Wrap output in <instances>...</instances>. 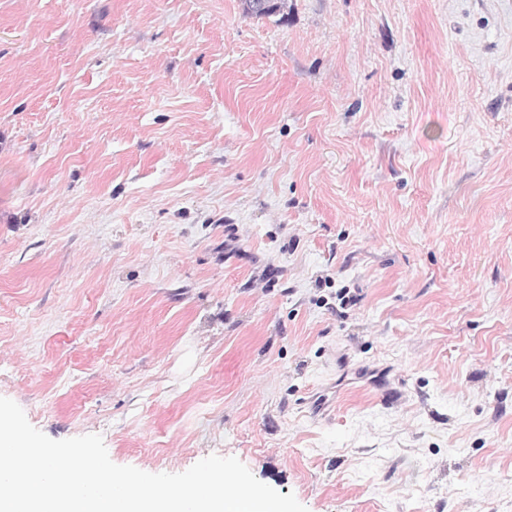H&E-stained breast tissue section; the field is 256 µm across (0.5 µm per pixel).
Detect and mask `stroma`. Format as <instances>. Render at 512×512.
I'll return each instance as SVG.
<instances>
[{
	"mask_svg": "<svg viewBox=\"0 0 512 512\" xmlns=\"http://www.w3.org/2000/svg\"><path fill=\"white\" fill-rule=\"evenodd\" d=\"M0 397L308 512H512V0H0Z\"/></svg>",
	"mask_w": 512,
	"mask_h": 512,
	"instance_id": "stroma-1",
	"label": "stroma"
}]
</instances>
